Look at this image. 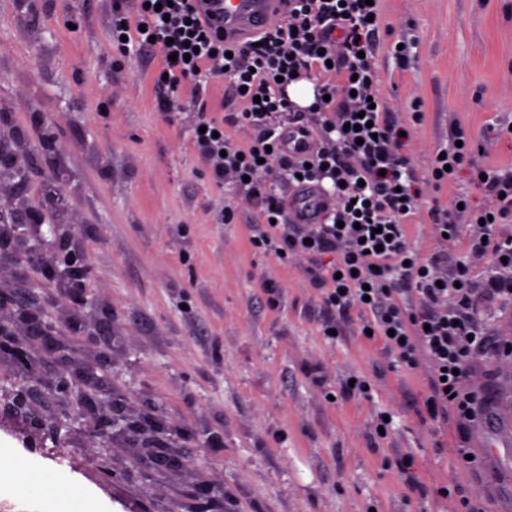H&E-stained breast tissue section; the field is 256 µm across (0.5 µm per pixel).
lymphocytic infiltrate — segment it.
<instances>
[{"mask_svg":"<svg viewBox=\"0 0 512 512\" xmlns=\"http://www.w3.org/2000/svg\"><path fill=\"white\" fill-rule=\"evenodd\" d=\"M112 32L107 50L159 57L163 76L157 109L186 115L194 147L212 182L232 184L258 213L252 243L263 254L299 265L320 292L323 332L357 315L359 332L380 341L392 367L424 373L428 391L414 401L426 421L456 413L471 422L479 404L473 362L492 354L512 365V332L485 335L483 308L512 304V170L484 168L463 128H455L444 158H433L434 183L470 164L486 207L433 208L441 248L421 259L408 245L405 224L420 200L416 167L404 155L401 124L381 91L375 38L379 5L365 0H288L286 18L233 44L224 19L200 0H107ZM314 82V101L290 100L294 79ZM225 82L237 102L222 118L210 110L212 81ZM250 129V145H235L227 127ZM309 132L317 147L307 157L287 154L282 131ZM323 187L333 204L321 222L290 220L276 187L281 180ZM467 234L461 260L447 245ZM492 266L484 279L477 268Z\"/></svg>","mask_w":512,"mask_h":512,"instance_id":"lymphocytic-infiltrate-1","label":"lymphocytic infiltrate"}]
</instances>
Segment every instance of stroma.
<instances>
[{"label": "stroma", "mask_w": 512, "mask_h": 512, "mask_svg": "<svg viewBox=\"0 0 512 512\" xmlns=\"http://www.w3.org/2000/svg\"><path fill=\"white\" fill-rule=\"evenodd\" d=\"M381 89L410 133L404 149L425 167L454 126L494 145L485 164L512 167V0H383ZM104 0H0V106L33 159L22 196L42 205L45 182L69 203L92 275L85 325H112L106 383L137 409L157 407L186 432L224 512H452L435 487L462 486L481 512L512 500V477L487 461L461 468L455 422H425L412 401L426 378L392 368L381 344L343 325L323 336L325 312L304 272L254 248L255 215L216 186L191 124L157 112L159 63L106 56ZM55 140L50 154L44 140ZM235 209L233 223L220 221ZM274 284L278 295L265 292ZM483 406L512 403V367L478 362ZM372 399L339 398L349 377ZM393 416L374 439L378 411ZM24 418L0 400V451L59 470L97 512H197L202 498L179 472L139 468L108 484L84 463L81 433L27 444ZM413 451L420 495L404 501L391 451ZM11 512H58L56 493L33 496L0 475Z\"/></svg>", "instance_id": "1"}]
</instances>
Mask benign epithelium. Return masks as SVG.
<instances>
[{"mask_svg":"<svg viewBox=\"0 0 512 512\" xmlns=\"http://www.w3.org/2000/svg\"><path fill=\"white\" fill-rule=\"evenodd\" d=\"M33 247L42 255L56 256L69 247L68 235L56 233L48 238L42 225H27ZM38 275L16 278L9 288L0 287V354L8 355L17 375L11 405L15 411L27 416L35 429L45 428L58 439L66 434L74 423L89 424L86 462L96 464L100 451L106 447H134L138 456L134 465H140L150 457L161 459L173 452L181 454L180 473L193 478L200 470L196 448H180L178 439L184 436L181 428L170 425L165 418L151 412L136 411L129 407L124 395L110 389L95 388L97 378L93 372L100 366L112 365V349L100 347L96 362L80 359V349L62 344L54 336L41 343H29L18 333L15 308L26 309V318L34 319L38 312L30 309L37 303L34 288ZM56 365L53 381L44 384L40 366ZM50 401L57 404L48 417H42L36 406Z\"/></svg>","mask_w":512,"mask_h":512,"instance_id":"benign-epithelium-1","label":"benign epithelium"}]
</instances>
